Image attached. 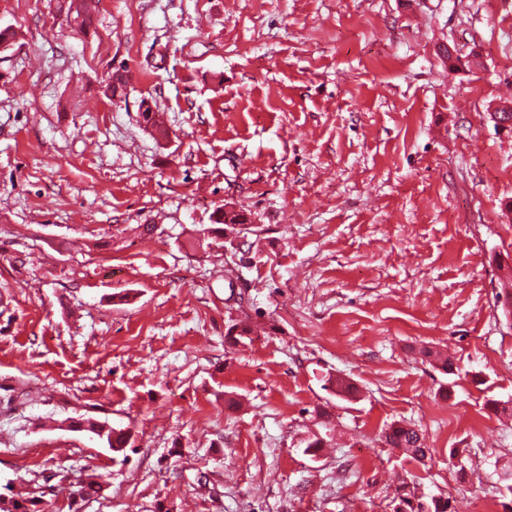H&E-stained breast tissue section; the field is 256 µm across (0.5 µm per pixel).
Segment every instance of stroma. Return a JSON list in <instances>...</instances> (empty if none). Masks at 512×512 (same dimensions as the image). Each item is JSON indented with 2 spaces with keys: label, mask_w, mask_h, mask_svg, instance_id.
I'll use <instances>...</instances> for the list:
<instances>
[{
  "label": "stroma",
  "mask_w": 512,
  "mask_h": 512,
  "mask_svg": "<svg viewBox=\"0 0 512 512\" xmlns=\"http://www.w3.org/2000/svg\"><path fill=\"white\" fill-rule=\"evenodd\" d=\"M6 27L1 485L41 512H394L406 487L506 512L512 0H99L85 32L66 0H0ZM225 205L247 221L213 230ZM69 427L75 431H84L97 436L115 454H124L130 444L131 436L126 429L113 427L108 421L93 417L79 416L71 420ZM385 442L392 448H402L414 460L422 461L431 454L430 448H424L421 434L415 428L400 422H394L388 427Z\"/></svg>",
  "instance_id": "1"
}]
</instances>
